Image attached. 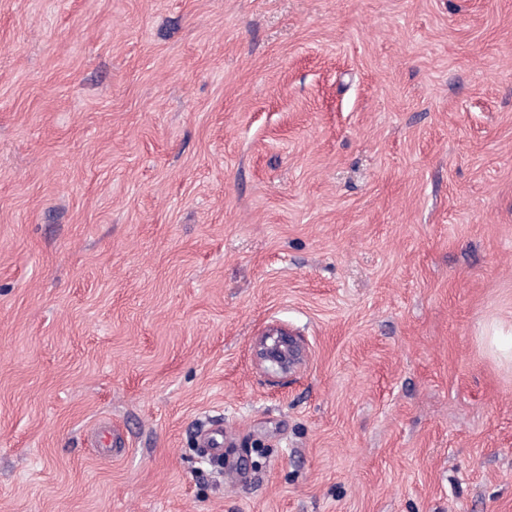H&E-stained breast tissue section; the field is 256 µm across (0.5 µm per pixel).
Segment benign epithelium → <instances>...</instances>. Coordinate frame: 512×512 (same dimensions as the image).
I'll return each instance as SVG.
<instances>
[{"instance_id": "benign-epithelium-1", "label": "benign epithelium", "mask_w": 512, "mask_h": 512, "mask_svg": "<svg viewBox=\"0 0 512 512\" xmlns=\"http://www.w3.org/2000/svg\"><path fill=\"white\" fill-rule=\"evenodd\" d=\"M255 364L273 378H286L303 367L309 357L305 340L287 327L267 326L252 342Z\"/></svg>"}]
</instances>
